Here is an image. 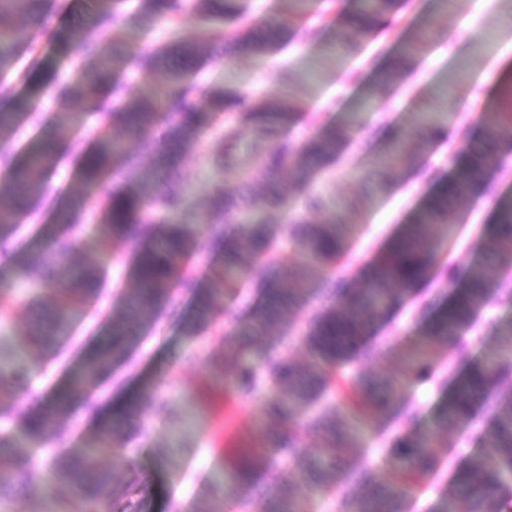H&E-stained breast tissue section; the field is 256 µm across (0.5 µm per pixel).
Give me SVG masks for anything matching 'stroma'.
I'll return each mask as SVG.
<instances>
[{"label": "stroma", "mask_w": 512, "mask_h": 512, "mask_svg": "<svg viewBox=\"0 0 512 512\" xmlns=\"http://www.w3.org/2000/svg\"><path fill=\"white\" fill-rule=\"evenodd\" d=\"M198 30L194 15H184L178 22L155 21L150 31H143L138 15H131L120 37L129 52H138L144 40L162 43L173 36H191ZM422 33L424 48L415 56L402 89H381L391 98L392 123L413 125L414 115L433 100L441 88H448L453 104L446 123L453 134L434 144L424 159L423 170L400 169L385 190L374 192L367 180L355 179V172L373 174L372 156L363 151L361 142L366 127L378 124L375 112L362 113L360 127L354 128L345 155L337 168L320 176L315 188L329 200L360 198L358 211L350 216L355 224L352 265L367 261L400 225L408 223L436 183L444 178L454 163V152L468 137L481 112L496 104L500 88L512 80V0H454L447 8H436L432 0H403L397 13L386 25L369 34L355 33L351 39L357 53H330L325 43H304L288 37L281 47L263 59L239 57L227 62L206 63L198 72L204 84L221 86L252 101H275L283 90H290L304 111L314 112L324 120H340L341 110L351 109L358 94L348 79L350 68L359 67L367 79H374L386 53L397 49L415 33ZM56 55L48 41H41L34 55L26 56L10 75L18 91L35 94L45 111L53 105L42 94L47 74L67 77V68L56 65ZM290 83H283V74ZM491 82H483L484 74ZM224 135L216 127L188 149L182 173L191 186L193 209L207 205L216 187L231 188L239 173L228 171L213 180L202 178L205 151ZM496 192L461 203L455 211L458 224L454 239L444 242V260L474 257L483 233L493 222L498 196L512 195V155L495 175ZM86 247L80 262L105 267L109 288L103 297L87 305L73 344L59 359L43 356L36 346H28V390L14 394V417L26 411L34 392L50 393L58 387L65 368L80 346L96 335L106 312L116 306L121 290L129 280L123 249L107 235L103 225L90 224L85 233ZM448 288L439 278L415 290L405 307L377 334L379 346L375 358L364 365L372 374H388L399 362L415 334L416 324L409 316L411 307L427 305L446 296ZM13 307L0 309V356L8 358L17 349L21 332L32 322L25 305L27 288L17 285ZM224 344L208 336L188 339L172 322L166 310L144 331V342L135 350L134 368L118 370L112 382L102 386L100 401L119 404L128 395L153 387L155 393L143 415L141 433H123L128 465L119 470L112 484L113 498L131 505L134 512H231L223 497L212 495L210 480L223 470L227 449L244 448L260 440L263 423L262 400L256 395L225 392L221 377L207 361L223 355ZM48 498L17 494L0 501V512H79L70 501L64 484L51 483Z\"/></svg>", "instance_id": "stroma-1"}]
</instances>
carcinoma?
Listing matches in <instances>:
<instances>
[{
  "label": "carcinoma",
  "instance_id": "1",
  "mask_svg": "<svg viewBox=\"0 0 512 512\" xmlns=\"http://www.w3.org/2000/svg\"><path fill=\"white\" fill-rule=\"evenodd\" d=\"M127 3L92 0L78 27L59 39L48 25L44 0H0V101L13 103L11 109L0 107V171L11 182L9 198L0 200V306L9 304L16 281L34 279L40 295L53 296L54 304L39 312L27 336L56 356L82 306L97 300L106 288L102 268L73 261L91 221L106 225L112 239L126 246L129 275L136 281L134 288L122 292L104 332L82 347L64 384L48 398L32 397L21 419L30 441L53 445L62 436L60 417L83 406L96 415L97 442L54 448L40 461L23 452L5 455L1 449L14 447V440L1 433L0 498L21 488L43 496L49 473L67 486L84 512H125L108 492L116 469L127 466L112 439L120 430L140 425L150 393L128 398L114 413L99 409L92 396L114 368L128 361L159 306L176 315L188 298L193 314L181 319L184 335L194 338L210 330L224 341V359L212 360L210 366L224 374L225 386L251 394L272 385L263 395V414L278 427L263 435V454L238 456L223 481L212 484L235 512H313L311 493L325 489L333 494L341 486L346 491L337 500L338 512H407L411 489L439 470L435 448L440 440L475 425V454L451 472L448 494L441 497L436 512H512V320L500 322L497 340L476 356L475 338L469 336L478 312L512 305V286L490 275L503 250L512 249V198L497 200L494 221L482 237L481 258L438 263L442 242L454 234L455 208L492 193V173L512 152V85L500 108L481 114L477 132L459 150L447 180L412 221L354 273L340 264L352 244L353 225L346 213L357 210L359 203L328 205L311 186L340 159L356 114L338 123H317L315 133L297 146L287 132L311 117L292 98L278 104L250 103L193 79L207 59H261L272 53L286 33L279 18L240 30L235 27L244 12L239 0H136L134 10L144 27L159 18L174 23L192 12L200 22L198 33L165 47L146 44L135 54L115 39L108 51L102 38L123 30ZM398 5L399 0H354L348 23L371 31ZM341 14L337 11L319 26L302 25L296 36L316 41ZM35 31L50 35L72 68L70 77L49 84L50 98L60 105L78 100L81 111L50 116L7 83L18 61L36 52ZM410 56L389 55L377 73L378 84L402 85ZM130 71L145 72L154 82L135 92L126 80ZM360 111H386L370 85L363 89ZM86 114L99 119L90 144L82 136ZM221 115H233L251 127L246 153L264 180L256 188L249 175H240L235 188L216 191L192 225L183 219L190 196L181 181L186 148ZM442 129V111L434 107L419 113L412 128L381 123L370 141L384 175L417 165ZM60 145L76 160L85 193L53 206L59 194L53 172ZM240 149L238 129L230 125L206 163L216 171L238 170ZM290 163L293 193L302 200L303 211L279 224L258 219L287 207L281 174ZM100 186L106 193L91 210L88 191ZM310 208L325 209L328 217L312 223L307 219ZM46 209L49 222L39 231L44 245L33 252L21 242L20 226L32 213ZM225 219L244 228L223 231L218 225ZM285 243L301 254L300 262L283 267L272 260L274 250ZM314 271L320 274L322 305L305 326L296 327L286 315L307 298ZM431 273L446 280L448 300L435 307L395 372L365 373L361 366L378 347L376 326ZM246 278L257 299L245 315L231 317L226 329L221 301ZM275 327L281 328V336L271 343L268 336ZM439 345L466 365L421 430L415 426L416 409L402 402L403 390L409 383L436 380L434 349ZM295 346L306 350L305 362L285 357ZM230 359L234 371L226 374L224 365ZM25 382V369L7 359L0 362V392L20 390ZM301 407L314 410L308 427L316 436V458L304 456L302 450L300 421L294 415ZM388 413L400 415L405 428L387 450L386 472L370 464L357 466L353 459L366 453L363 433L375 415ZM104 454L113 457V467L101 466ZM285 462L299 471L302 490L282 479Z\"/></svg>",
  "mask_w": 512,
  "mask_h": 512
}]
</instances>
